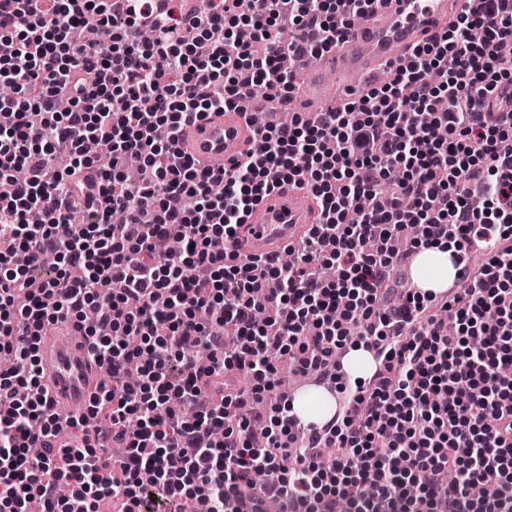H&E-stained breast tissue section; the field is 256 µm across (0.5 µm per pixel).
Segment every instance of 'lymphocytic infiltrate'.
<instances>
[{"label":"lymphocytic infiltrate","mask_w":512,"mask_h":512,"mask_svg":"<svg viewBox=\"0 0 512 512\" xmlns=\"http://www.w3.org/2000/svg\"><path fill=\"white\" fill-rule=\"evenodd\" d=\"M367 0H0V177H28L0 201V512H512V0H479L435 42L413 49L381 86L289 125L271 120L227 170L176 148L182 130L236 109L280 71L329 50ZM76 26L111 28L105 45ZM289 30L281 42V30ZM98 141L109 169L83 149ZM141 184H124L129 168ZM299 181L319 220L298 263L239 257L238 228L274 188ZM98 208L68 216L83 198ZM123 223L112 221L115 211ZM419 225L415 245L485 255L439 309L429 294L391 293L402 253L388 243ZM173 239L167 254L157 237ZM79 324L111 387L90 406L103 433L61 418L40 394L37 341ZM376 350L366 379L336 355ZM209 351L198 364L193 348ZM288 359L320 373L347 405L326 436L295 432L290 401H272ZM246 372L247 388L209 402L202 376ZM125 455L102 477L106 442ZM497 484L471 485L486 471Z\"/></svg>","instance_id":"f902f5d3"}]
</instances>
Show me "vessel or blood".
Segmentation results:
<instances>
[{
    "label": "vessel or blood",
    "instance_id": "vessel-or-blood-1",
    "mask_svg": "<svg viewBox=\"0 0 512 512\" xmlns=\"http://www.w3.org/2000/svg\"><path fill=\"white\" fill-rule=\"evenodd\" d=\"M457 16L448 0H373L335 48L318 55L306 86L293 103L313 116L333 109L337 97H354L381 69L405 62L412 49L447 29ZM249 130L240 115L203 116L185 129L181 151L219 172L243 148ZM312 195L284 186L264 198L246 217L238 241L243 253L267 257L297 242L314 222ZM39 368L47 399L60 414H73L100 393L101 369L86 354L70 320L47 325L39 341Z\"/></svg>",
    "mask_w": 512,
    "mask_h": 512
}]
</instances>
